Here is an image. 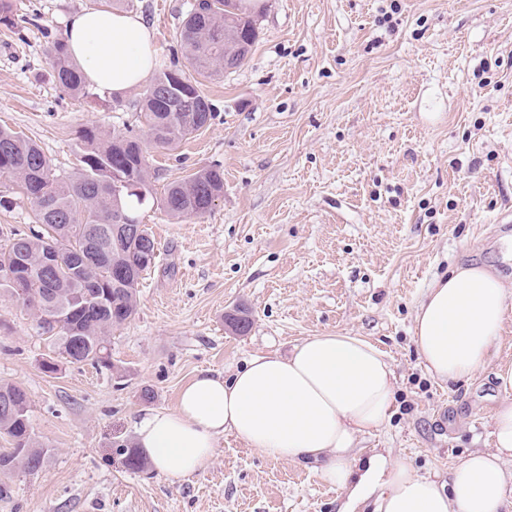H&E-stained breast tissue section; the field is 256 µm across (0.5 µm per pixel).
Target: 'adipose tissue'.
Returning a JSON list of instances; mask_svg holds the SVG:
<instances>
[{
	"label": "adipose tissue",
	"mask_w": 512,
	"mask_h": 512,
	"mask_svg": "<svg viewBox=\"0 0 512 512\" xmlns=\"http://www.w3.org/2000/svg\"><path fill=\"white\" fill-rule=\"evenodd\" d=\"M66 45L90 86L117 95L155 68L151 31L132 13H76ZM511 299L512 283L484 265L434 281L412 329L427 373L450 382L491 366ZM496 378L504 394L492 411V447L463 458L444 483L387 450L361 456L358 439L393 411L396 372L378 346L349 334L307 337L288 354L252 357L224 377L198 372L173 409L139 420L136 443L173 482L209 467L218 437L230 434L275 459L315 462L324 483L355 502L373 499L375 512H504L512 506V369Z\"/></svg>",
	"instance_id": "adipose-tissue-1"
}]
</instances>
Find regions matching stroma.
<instances>
[{
	"instance_id": "35a3bbf8",
	"label": "stroma",
	"mask_w": 512,
	"mask_h": 512,
	"mask_svg": "<svg viewBox=\"0 0 512 512\" xmlns=\"http://www.w3.org/2000/svg\"><path fill=\"white\" fill-rule=\"evenodd\" d=\"M191 0H136L158 69L192 66L177 42ZM244 64L200 86L211 124L150 150L154 188L204 168L224 196L199 218L144 206L159 244L135 317L113 328L112 368L60 361L34 317L0 293V383L22 387L36 439L35 475L0 474V512H373V501L318 477L313 463L273 460L225 435L210 467L178 482L128 470L113 446L175 406L197 372L224 375L252 355L309 336H361L398 376L395 412L361 453L390 449L416 473L447 480L491 445L490 417L512 368V300L492 368L439 383L411 337L432 281L458 265L512 280V0H264ZM0 24V126L36 141L72 173L76 134L139 128L141 89L78 98L51 75L65 22L104 0H13ZM246 309V334L224 316ZM154 398L144 401L143 390Z\"/></svg>"
}]
</instances>
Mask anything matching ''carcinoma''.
<instances>
[{
    "mask_svg": "<svg viewBox=\"0 0 512 512\" xmlns=\"http://www.w3.org/2000/svg\"><path fill=\"white\" fill-rule=\"evenodd\" d=\"M242 2L190 5L179 41L194 74L180 69L159 73L140 100L141 135L80 130L72 175H56L35 141L0 127V174L16 180L31 201L33 215L26 230L0 228V293L32 312L39 335L69 363L107 365L112 328L137 313L138 285L159 257L148 228H142L136 242L126 234L127 221L141 223L140 209L155 194L147 148H171L212 118L211 103L195 75L220 76L224 59L238 68L248 57L258 33ZM50 56L54 77L64 90L90 96L65 41L55 40ZM223 194L224 172L206 168L168 185L157 205L170 218L183 220L210 212ZM50 253L56 256L52 266L46 263ZM225 319L241 334L251 326L244 309ZM0 435L9 443L0 450V473L42 470L47 450L34 437L28 395L14 384H0ZM113 447L128 469L145 468L133 446L118 441Z\"/></svg>",
    "mask_w": 512,
    "mask_h": 512,
    "instance_id": "obj_1",
    "label": "carcinoma"
}]
</instances>
